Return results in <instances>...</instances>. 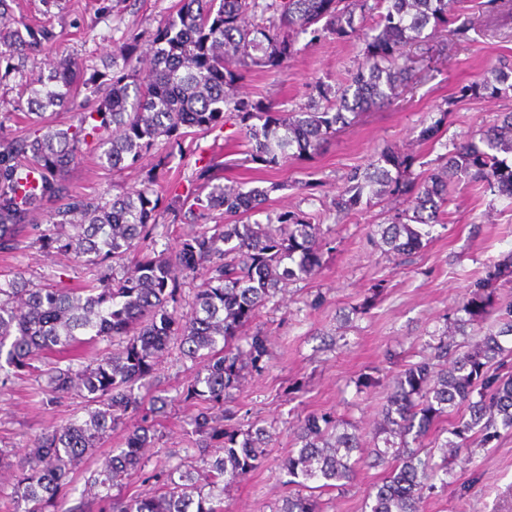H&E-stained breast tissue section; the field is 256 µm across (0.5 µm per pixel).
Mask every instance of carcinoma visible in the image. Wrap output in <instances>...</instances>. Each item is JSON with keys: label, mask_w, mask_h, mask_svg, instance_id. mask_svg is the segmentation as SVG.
Segmentation results:
<instances>
[{"label": "carcinoma", "mask_w": 512, "mask_h": 512, "mask_svg": "<svg viewBox=\"0 0 512 512\" xmlns=\"http://www.w3.org/2000/svg\"><path fill=\"white\" fill-rule=\"evenodd\" d=\"M176 16L153 33L150 66L140 69L136 46L113 47L111 63L87 71L80 58L61 49L49 25L0 26V87L16 90L13 109L29 128L0 143V251L18 249L32 235L40 247L64 255L91 271L103 261L117 263L130 253L141 259L129 275L107 281L92 277L79 288H30L21 277L0 281V385L29 376L33 361L48 353L56 360L47 386L57 397L77 394L86 417L68 419L40 434L25 457L13 464L0 449V468L14 467L11 493L0 512H55L70 476L110 432L124 428V447L102 462L90 483L93 499L111 512H224V488L258 469L272 433L261 427L226 428L234 414V390L248 369L260 370L263 338L245 333L261 309L290 282L322 267L321 216L285 212L274 224H237L266 201L268 189L215 186L196 198L190 213L220 210L225 224L202 226L174 253L156 252L149 241L156 228L158 192L150 187L124 193L108 203L73 194L66 170L82 147L103 148L114 169L135 163L159 137L179 139L186 129L202 132L224 125V113L239 119L251 145L250 161L273 168L291 157H308L351 123L356 115L389 103L413 78L408 53L437 30L460 19L458 0H180ZM368 17L358 62L336 91H319L297 112H272L263 101L236 97L242 70H274L293 53L309 27L338 41L357 36L355 16ZM60 55L48 75L29 68L39 52ZM122 64H117V60ZM512 90V61L503 59L491 76L466 91L495 98L502 85ZM91 88L96 99L76 101ZM79 111L78 123L49 128L33 119L42 112ZM483 146L465 142L443 157L428 180L411 176L413 159L382 151L364 169L347 174L331 201L349 214L387 195L410 198L412 213H397L380 224L387 253L409 254L424 246L448 204V187L466 178L512 198V112L496 115L482 135ZM201 273L195 303L175 324L169 307L181 299L177 273ZM451 325L496 315L497 330L460 352L439 338L434 353L392 377L375 436L383 445L364 451L362 436L331 412L301 419L295 446L282 467L288 483L309 491L290 493L277 512H320L315 491L343 489L358 464H389L368 494L370 512H421L436 484H450L447 460L478 437L488 445L512 431V370L502 340L512 335V301L494 295L491 278L473 283L470 297ZM108 339L123 343L110 356L91 355L85 345ZM199 364L181 399L194 406V433L203 456L177 473L153 474L162 491L148 498L122 493L143 453L155 439L153 421L142 413L135 386L145 384L172 348ZM448 420L440 444L443 462L432 463L422 441ZM360 453L353 458L354 453ZM117 493H112V490Z\"/></svg>", "instance_id": "cac0c4a2"}]
</instances>
